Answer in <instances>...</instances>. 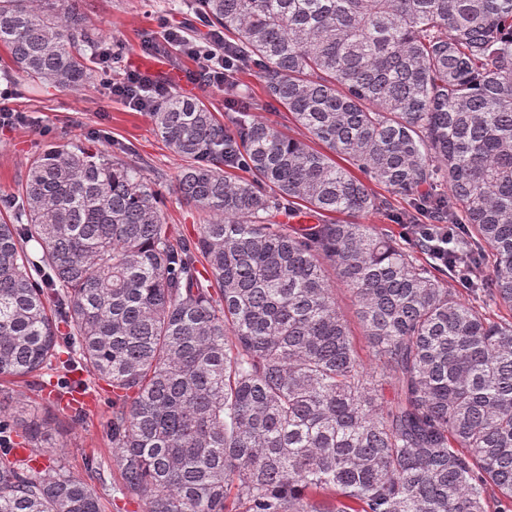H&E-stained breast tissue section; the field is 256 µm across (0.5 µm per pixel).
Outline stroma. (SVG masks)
I'll list each match as a JSON object with an SVG mask.
<instances>
[{
    "instance_id": "35a3bbf8",
    "label": "stroma",
    "mask_w": 512,
    "mask_h": 512,
    "mask_svg": "<svg viewBox=\"0 0 512 512\" xmlns=\"http://www.w3.org/2000/svg\"><path fill=\"white\" fill-rule=\"evenodd\" d=\"M171 2L87 0L93 27L106 43L120 49L123 56V67L113 71L112 79L122 80L128 70L151 73L158 81L170 82L172 90L203 100L219 119L229 120L223 92L188 80V73L197 68L194 60L174 47L151 54L141 48L143 34L162 35L167 25L184 27L187 36L194 39L203 32L198 19L171 10ZM8 65V54L0 48V91L12 90L8 105L25 113L28 122L23 126L0 127V196L17 194L28 161L50 141L129 144L146 162L147 177L158 180L162 186L169 224L178 235L194 236L202 221L201 215L172 190L182 162L157 137L148 114L113 98L105 85H92L78 92L64 91L5 76ZM238 90L244 99L257 106L259 117L280 124L289 135L301 136V129L288 114L265 96L256 70L240 74ZM372 190L378 197L389 199L392 206L364 216V223L389 234L399 246L411 248L412 241L404 225L398 224L396 219L398 213L408 210V201L392 195L379 184L373 185ZM71 379V374L54 365L43 371L35 385L0 381V409L9 412L21 404L27 408L29 416H53L58 423L53 440L63 449L66 467L75 476L91 480L100 497L102 512H143L142 500L114 491L115 486L121 485L122 478L111 464L110 444L104 433V426L112 415L111 392L104 382L88 380L90 399L84 409L85 417L83 422L74 424L70 421V408L59 400L60 394L68 391ZM92 456L101 458L104 463V472L98 481L92 480L87 468Z\"/></svg>"
}]
</instances>
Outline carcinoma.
I'll list each match as a JSON object with an SVG mask.
<instances>
[{"label":"carcinoma","mask_w":512,"mask_h":512,"mask_svg":"<svg viewBox=\"0 0 512 512\" xmlns=\"http://www.w3.org/2000/svg\"><path fill=\"white\" fill-rule=\"evenodd\" d=\"M192 7L308 140L150 101L176 192L204 215L193 239L130 147L34 156L0 204V378L38 377L64 347L112 387L118 492L145 512H512V320L489 313L512 310V0ZM0 47L34 83L108 79L83 0H0ZM369 181L448 244L323 222L390 207ZM301 207L316 223L286 229ZM439 247L448 275L471 269L470 299L416 256ZM9 417L33 455L0 454V512H101L87 481L41 466L52 420ZM331 281L335 288L336 305L344 318L348 321L351 331L355 336L358 352L363 363L369 367L371 365V359L366 347L365 338L362 336V329L356 316L354 299L349 289L344 284L337 281L333 276H331Z\"/></svg>","instance_id":"cac0c4a2"}]
</instances>
